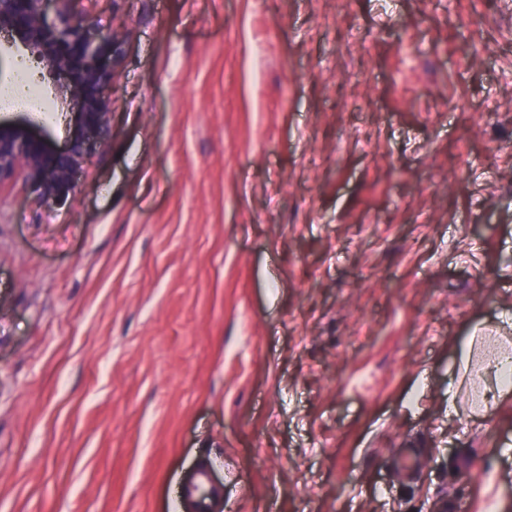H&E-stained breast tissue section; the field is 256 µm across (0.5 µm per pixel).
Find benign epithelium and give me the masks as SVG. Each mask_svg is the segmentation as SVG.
I'll return each instance as SVG.
<instances>
[{
    "mask_svg": "<svg viewBox=\"0 0 512 512\" xmlns=\"http://www.w3.org/2000/svg\"><path fill=\"white\" fill-rule=\"evenodd\" d=\"M70 2L0 0V31L9 46L29 51L63 77L60 87L79 93L74 128L60 148L24 122H0V185L20 174L41 204L69 201L78 170L112 140L111 89L122 34L103 35L93 17H73Z\"/></svg>",
    "mask_w": 512,
    "mask_h": 512,
    "instance_id": "benign-epithelium-1",
    "label": "benign epithelium"
}]
</instances>
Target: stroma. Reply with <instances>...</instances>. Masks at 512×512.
I'll list each match as a JSON object with an SVG mask.
<instances>
[{
	"mask_svg": "<svg viewBox=\"0 0 512 512\" xmlns=\"http://www.w3.org/2000/svg\"><path fill=\"white\" fill-rule=\"evenodd\" d=\"M75 7L112 141L65 206L0 186V512H193L203 464L213 512H512L457 367L512 344V0Z\"/></svg>",
	"mask_w": 512,
	"mask_h": 512,
	"instance_id": "35a3bbf8",
	"label": "stroma"
}]
</instances>
